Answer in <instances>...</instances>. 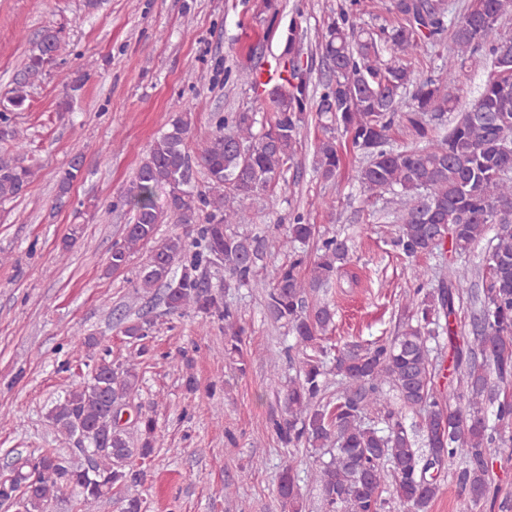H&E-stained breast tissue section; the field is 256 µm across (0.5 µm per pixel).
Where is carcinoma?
Wrapping results in <instances>:
<instances>
[{
    "label": "carcinoma",
    "instance_id": "cac0c4a2",
    "mask_svg": "<svg viewBox=\"0 0 512 512\" xmlns=\"http://www.w3.org/2000/svg\"><path fill=\"white\" fill-rule=\"evenodd\" d=\"M357 6L358 0H350L321 34V58L330 72L321 93L311 88L294 29L268 80L258 68L236 73V81L260 93V107L213 113L215 133L198 155L206 171L202 186L193 181L185 148L190 117L178 112L170 118L127 192L133 220L112 246L109 267L121 270L132 255L150 247L138 287L149 293L164 285L170 311L224 322V356L245 369L239 311L211 289L203 271L224 270L226 288L260 286L273 241L268 228L254 224L247 201L285 179L316 113L323 132L314 146L316 173L335 182L342 161L335 131H342L362 156L356 179L364 195L394 196L391 215L398 226L391 245L404 259L447 250L460 257L493 226L496 243L485 252L479 283L461 266L429 289L428 270L414 266L417 287L405 296L396 336L334 351L323 339L334 324L335 306L313 295L335 283L350 262L349 239L329 231L316 236V226L299 212L277 225L278 246L288 262L274 267L263 285L265 310L287 327L295 354L289 357L293 375L284 408L269 417V428L285 448L303 446L330 456L316 460L307 475L319 488L325 512H383L387 476L399 512H428L449 475L473 505L506 509L508 504L497 502L490 472L512 428L507 392L512 386V77L495 72L502 52L512 50V34L500 28L512 14V0H467L451 23L444 0H390L387 11L395 22L377 29L358 23ZM449 28L454 49L446 73L415 72L412 60ZM65 45L61 31L51 27L31 42L12 95L0 102V141L19 140L11 113L58 64ZM484 47L494 71L448 130L445 117L458 109L461 73ZM401 124L411 130L413 142L395 146L391 131ZM81 168L76 157L61 176L59 205L66 204ZM34 176L31 166L0 159V200L24 195ZM161 186L168 189L163 207L155 199ZM170 219L194 225L192 234L156 241L158 225ZM465 304L478 320L467 333L453 321ZM152 327L147 319L137 320L124 334L142 342ZM443 335L452 350L454 386L448 390L432 356ZM147 353L142 344L114 360L104 350L90 379L72 386L48 414L58 433L75 439L84 462H75L67 448L42 449L0 480V506L50 512L58 493L73 487L79 512H97L114 488L142 482L157 423L136 411V447L120 418L139 389V366ZM330 375L341 389L328 400ZM392 392L418 414L415 426L406 427ZM278 493L291 512H301L292 456L282 468Z\"/></svg>",
    "mask_w": 512,
    "mask_h": 512
}]
</instances>
